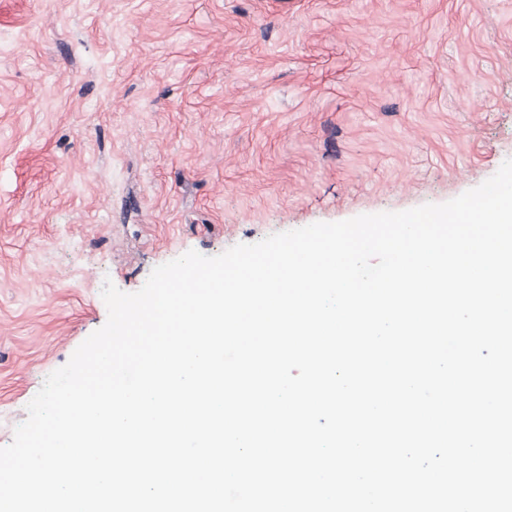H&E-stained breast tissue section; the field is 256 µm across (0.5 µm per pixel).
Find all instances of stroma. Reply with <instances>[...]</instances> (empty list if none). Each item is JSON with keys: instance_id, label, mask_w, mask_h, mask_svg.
Wrapping results in <instances>:
<instances>
[{"instance_id": "35a3bbf8", "label": "stroma", "mask_w": 512, "mask_h": 512, "mask_svg": "<svg viewBox=\"0 0 512 512\" xmlns=\"http://www.w3.org/2000/svg\"><path fill=\"white\" fill-rule=\"evenodd\" d=\"M508 159L512 0H0V447L105 281Z\"/></svg>"}]
</instances>
